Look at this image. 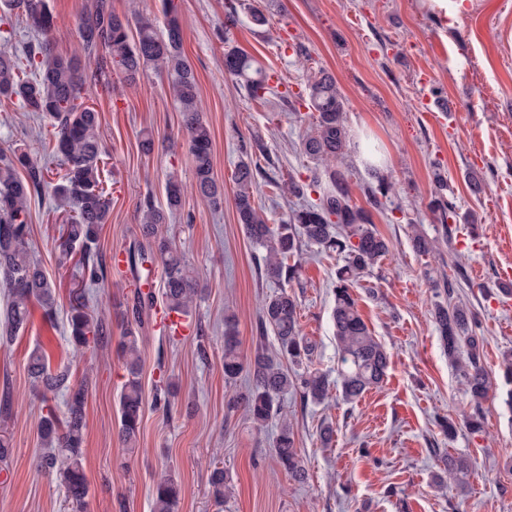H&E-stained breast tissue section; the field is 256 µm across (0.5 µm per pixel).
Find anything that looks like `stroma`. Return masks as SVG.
I'll return each mask as SVG.
<instances>
[{"instance_id": "stroma-1", "label": "stroma", "mask_w": 512, "mask_h": 512, "mask_svg": "<svg viewBox=\"0 0 512 512\" xmlns=\"http://www.w3.org/2000/svg\"><path fill=\"white\" fill-rule=\"evenodd\" d=\"M94 0H48L58 27L53 48L79 50L78 22ZM262 13L259 25L254 13ZM184 54L199 84L204 120L213 137V165L224 183V205L215 210L190 186L192 156L182 117L167 79L154 70L135 82L112 79L111 89L86 85L85 104L101 117L107 154L102 185L111 199L99 247L127 250L139 238L137 206L152 194L164 198L168 181L185 189L181 214L169 226L177 248L198 273L201 297L188 321L192 332L172 336L143 318L141 380L144 415L138 450L127 453L118 437V396L125 380L116 346L123 329L113 303L132 299L144 280L161 293L159 270L132 274L110 267L108 279L89 290V306L110 319L107 344L73 353L68 331L74 263L59 265L64 208L53 196L32 204L31 251L59 293L54 319L32 306L25 328L0 341V388L8 387L11 454L0 463V512H71L63 489L40 468L38 426L55 399L42 403L27 373V357L45 350L52 366H68L70 383L92 373L86 406L84 470L89 496L83 512H152L151 489L161 472L182 486L178 512H512V411L504 400L503 370L512 361V295L498 274L512 267V0H473L453 26L419 0H241L233 24H225L224 0H179ZM253 56L268 75L270 94L252 97L224 71V48ZM327 72L345 99L344 120L354 147L339 162L352 202L367 210L393 254L353 288L359 311L390 354L383 384L354 402L339 389L321 404L292 391L281 399L294 426L309 473L292 480L274 456L276 423L254 427L228 407L247 381L224 379V316L234 314L240 350L274 349L273 335H260L261 302L275 291L260 272V248L239 224L231 175L241 145L260 141L252 159L267 176L255 202L269 223L286 220L305 198L280 196L276 182L294 179L327 187L323 166L300 149L312 121L309 83ZM40 120L18 104L0 101V140L32 153L45 148ZM152 136L154 150L140 142ZM375 146L394 187L381 206L364 194L370 177L359 148ZM483 179L476 194L468 178ZM457 217L441 226L431 201L437 180ZM420 230L438 238L435 252L415 253L410 237ZM298 279L288 287L300 322L318 350L314 366L336 380L340 366L332 312L336 271L343 261L316 247H303ZM453 292H446V285ZM460 302L475 318L481 360L492 380L482 404L484 427L444 434V419L472 410L457 367L444 354L431 311L439 301ZM175 384L169 408L153 403L160 380ZM330 424L335 437L322 447L317 431ZM468 456L473 464L467 491L439 484L437 452ZM221 462L231 486L224 505L210 493V470Z\"/></svg>"}]
</instances>
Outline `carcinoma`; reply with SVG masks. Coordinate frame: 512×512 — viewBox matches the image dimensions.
<instances>
[{
  "label": "carcinoma",
  "mask_w": 512,
  "mask_h": 512,
  "mask_svg": "<svg viewBox=\"0 0 512 512\" xmlns=\"http://www.w3.org/2000/svg\"><path fill=\"white\" fill-rule=\"evenodd\" d=\"M21 11L27 29L36 38L17 50L9 31H0V98L16 100L25 112L36 114L51 128V153L63 170L60 182L47 180L48 167L37 156L8 141L0 142V290L7 298L0 334L10 340L23 329L30 317V306L38 304L48 320L57 308L55 287L34 259L30 247L31 202L47 190L70 208L64 225L59 262L78 257L83 278L78 297L71 303L67 342L76 352L108 340L111 330L105 317L88 310L86 288L107 279V262L99 248V236L106 224L110 202L99 189L100 166L105 150L100 134L99 113L80 102L85 85H109L112 74L128 80L152 67L166 75L171 96L183 114V129L193 161L195 189L199 197L217 208L224 203V184L214 176L213 144L209 126L203 121L198 81L182 54L184 39L176 0H162L164 31L157 30L149 17L137 18L136 34H131L128 18L112 10L111 0H95L81 18V51L74 55L53 52L52 34L57 18L46 0H4ZM224 70L239 79L249 93L258 97L268 90L267 77L256 60L231 47L224 52ZM309 102L317 112L310 133L301 140V150L326 164L329 187L317 202L291 212L274 227L256 206L253 187L261 174L259 166L242 160L235 167L234 205L238 223L248 238L265 250L263 271L278 284V291L262 302L260 329L271 330L277 341V355L258 353L247 362L240 353L235 317L224 318V379L236 380L246 374L245 393L230 402V408L243 409L257 427L276 418L278 432L274 452L279 465L295 481L306 480L301 451L294 429L282 412L279 399L293 389L305 400L321 404L331 395L327 376L312 367L316 344L306 336L299 319L295 295L285 283L296 278L297 266L288 259L298 256L302 246L313 245L326 254L343 259L337 271L335 306L332 313L334 336L339 352L341 393L352 402L382 384L388 368V354L361 317L351 288L360 278L391 254L390 242L377 232L367 212L351 203L350 188L336 161L350 149L349 131L344 123L345 100L333 75L320 72L309 86ZM371 182L364 192L373 206L381 204L392 190V181L378 169H369ZM444 182L437 179L438 195L433 204L443 229L456 217L453 202L443 196ZM166 206H158L150 196L140 201V232L153 240L162 265V295L165 308L179 315L196 306L200 288L193 268L161 227L170 214L182 208L183 190L179 183L167 184ZM438 239L415 231L411 245L426 255L436 249ZM150 292H134V303L123 312L120 355L126 378L119 395V434L130 453L135 452L140 434L143 396L140 378V329L142 313L154 306ZM436 329L448 359L459 367L474 412L464 427L476 432L482 427V403L490 391V378L482 364L479 339L473 335L472 315L459 304L437 302L432 310ZM32 387L43 402L49 395L65 391V411L48 410L41 417L39 436L43 445L40 467L55 477L66 499L77 510L89 495L83 467L87 430L85 408L88 381L69 384V370L51 368L48 355L33 350L27 359ZM443 470L460 487L468 484L472 464L464 455H442ZM211 495L224 503L229 480L224 469L216 467L210 478ZM153 512H177L181 486L167 472L160 473L152 487Z\"/></svg>",
  "instance_id": "carcinoma-1"
}]
</instances>
